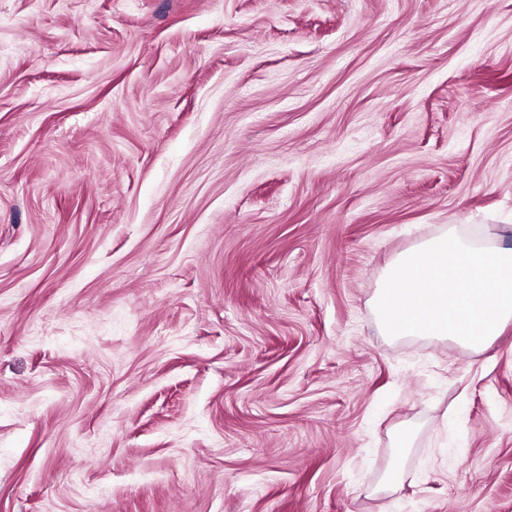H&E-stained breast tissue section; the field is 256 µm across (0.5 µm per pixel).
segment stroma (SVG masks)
<instances>
[{"mask_svg":"<svg viewBox=\"0 0 512 512\" xmlns=\"http://www.w3.org/2000/svg\"><path fill=\"white\" fill-rule=\"evenodd\" d=\"M451 226L512 0H0V512H512V323L373 309Z\"/></svg>","mask_w":512,"mask_h":512,"instance_id":"stroma-1","label":"stroma"}]
</instances>
